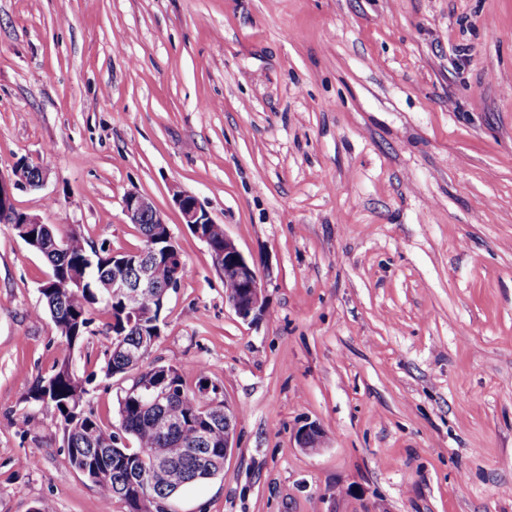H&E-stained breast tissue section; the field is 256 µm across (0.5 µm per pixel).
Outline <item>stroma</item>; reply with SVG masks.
<instances>
[{"mask_svg": "<svg viewBox=\"0 0 512 512\" xmlns=\"http://www.w3.org/2000/svg\"><path fill=\"white\" fill-rule=\"evenodd\" d=\"M112 253L128 192L189 267L147 362L241 411L173 512H512V0H0V173ZM255 266L224 302L173 190ZM50 266L0 223V512H102L50 409ZM321 446L300 448L306 425Z\"/></svg>", "mask_w": 512, "mask_h": 512, "instance_id": "1", "label": "stroma"}]
</instances>
